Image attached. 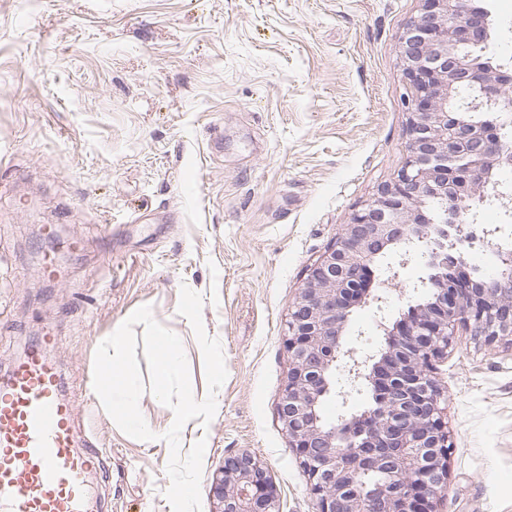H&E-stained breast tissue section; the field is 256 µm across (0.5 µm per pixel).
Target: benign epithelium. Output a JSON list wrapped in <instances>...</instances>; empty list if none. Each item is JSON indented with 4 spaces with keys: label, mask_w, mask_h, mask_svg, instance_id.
I'll return each mask as SVG.
<instances>
[{
    "label": "benign epithelium",
    "mask_w": 512,
    "mask_h": 512,
    "mask_svg": "<svg viewBox=\"0 0 512 512\" xmlns=\"http://www.w3.org/2000/svg\"><path fill=\"white\" fill-rule=\"evenodd\" d=\"M399 37L407 85V154L392 181L353 213L308 268L286 320L290 367L278 415L308 476L317 512H436L452 448L435 378L457 325L492 345L512 343V237L477 224L480 206L512 207L499 172L512 167L501 131L512 123V67L477 49L491 38L489 12L475 0H421ZM477 101L462 107L459 90ZM488 248L497 270L464 277L447 271ZM390 253L400 265L420 255L424 273L407 316L392 321L372 266ZM376 306L381 347L363 356L345 347L353 311ZM367 391L371 410L350 406ZM339 401L338 422L322 415ZM391 481L369 491L361 477ZM215 512H280L268 467L243 451L224 458L212 479Z\"/></svg>",
    "instance_id": "obj_1"
}]
</instances>
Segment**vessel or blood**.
<instances>
[{
	"instance_id": "b4317fda",
	"label": "vessel or blood",
	"mask_w": 512,
	"mask_h": 512,
	"mask_svg": "<svg viewBox=\"0 0 512 512\" xmlns=\"http://www.w3.org/2000/svg\"><path fill=\"white\" fill-rule=\"evenodd\" d=\"M54 343L45 336L0 380V512H94L88 476L101 461L77 448Z\"/></svg>"
}]
</instances>
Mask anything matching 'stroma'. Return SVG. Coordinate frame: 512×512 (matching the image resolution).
I'll return each mask as SVG.
<instances>
[{
	"label": "stroma",
	"instance_id": "35a3bbf8",
	"mask_svg": "<svg viewBox=\"0 0 512 512\" xmlns=\"http://www.w3.org/2000/svg\"><path fill=\"white\" fill-rule=\"evenodd\" d=\"M512 67V0H483ZM420 0H0V373L52 333L80 439L101 454V512H172V411L124 434L94 391L101 341L139 307L177 334L192 391L203 355L178 311L204 301L228 372L209 426L201 512L227 454L267 464L280 512H315L277 415L284 323L306 271L407 152L398 37ZM54 232L62 274L39 249ZM376 310L346 344L374 350ZM438 376L453 441L437 512H512V343L457 330Z\"/></svg>",
	"mask_w": 512,
	"mask_h": 512
}]
</instances>
